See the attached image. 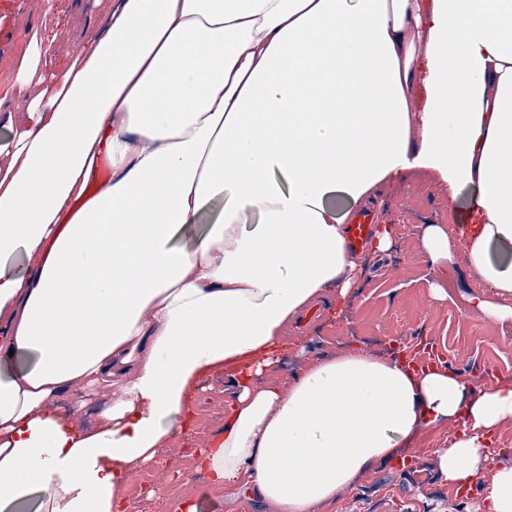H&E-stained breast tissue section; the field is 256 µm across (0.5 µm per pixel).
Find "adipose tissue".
I'll return each instance as SVG.
<instances>
[{
  "label": "adipose tissue",
  "mask_w": 512,
  "mask_h": 512,
  "mask_svg": "<svg viewBox=\"0 0 512 512\" xmlns=\"http://www.w3.org/2000/svg\"><path fill=\"white\" fill-rule=\"evenodd\" d=\"M20 71L0 151L1 506L126 512L130 473L221 370L223 438L196 469L227 498L321 512L458 419L440 473L512 512L489 448L512 384L362 348L262 378L289 326L389 249L380 221L352 250V212L421 173L470 191L466 222L427 226L425 263L464 258L477 315L512 320V0H117L64 71ZM78 392L105 396L98 426Z\"/></svg>",
  "instance_id": "ef3b65f1"
}]
</instances>
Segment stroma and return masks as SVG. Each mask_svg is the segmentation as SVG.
<instances>
[{"label":"stroma","instance_id":"stroma-1","mask_svg":"<svg viewBox=\"0 0 512 512\" xmlns=\"http://www.w3.org/2000/svg\"><path fill=\"white\" fill-rule=\"evenodd\" d=\"M107 23L106 0H0L1 146H9L13 138L4 114L23 107L13 88L22 57L33 52L32 36L51 44L39 58L40 71L58 72ZM373 210L377 218L393 224L395 248L355 289L340 317L320 308L300 325V332L315 336L314 352L361 347L386 353L398 338L412 350L424 343L441 347L448 366L475 385L512 381V322L488 323L474 313L470 297L478 288L467 264L460 260L449 268L446 300H435L430 293L434 275L421 258L422 236L427 225L451 224L458 217V209L448 204L447 189L425 175L396 181L384 188ZM191 407L192 427L173 439L161 463L138 469L127 485V512H169L182 500L195 504L198 512H268L247 497L227 501L223 490L195 470L196 451L224 427L223 374L203 381ZM458 429L451 421L417 432L406 445L414 468H379L354 487L340 490L326 512H478L483 490L449 498L448 482L433 454L447 447Z\"/></svg>","mask_w":512,"mask_h":512}]
</instances>
